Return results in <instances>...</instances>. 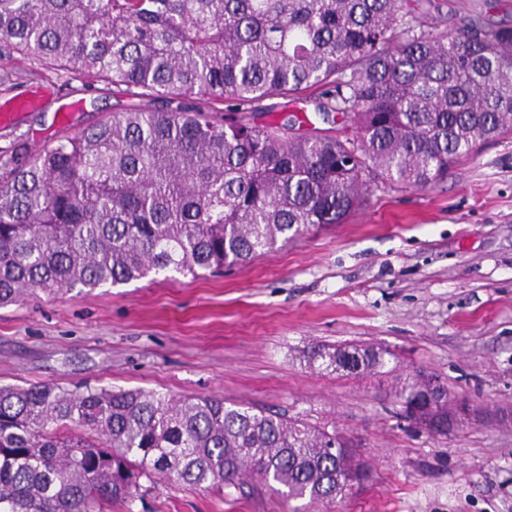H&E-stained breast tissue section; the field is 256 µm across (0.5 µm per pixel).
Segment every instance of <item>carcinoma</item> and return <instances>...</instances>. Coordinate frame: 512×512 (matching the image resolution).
<instances>
[{
	"label": "carcinoma",
	"instance_id": "obj_1",
	"mask_svg": "<svg viewBox=\"0 0 512 512\" xmlns=\"http://www.w3.org/2000/svg\"><path fill=\"white\" fill-rule=\"evenodd\" d=\"M14 55L167 107L0 167V305L247 263L512 132V25L437 32L402 0H0V56ZM315 88L352 136L291 137L207 106ZM388 356L319 347L309 363L359 377ZM431 384L419 374L401 396L438 432L451 396L417 404ZM248 474L322 504L370 478L343 435L222 398L0 387V512H104L143 477L209 488Z\"/></svg>",
	"mask_w": 512,
	"mask_h": 512
}]
</instances>
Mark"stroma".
Wrapping results in <instances>:
<instances>
[{
	"mask_svg": "<svg viewBox=\"0 0 512 512\" xmlns=\"http://www.w3.org/2000/svg\"><path fill=\"white\" fill-rule=\"evenodd\" d=\"M439 30L475 15L512 24V0H408ZM0 104L38 103L0 128V164L24 162L71 136L162 100L104 93L100 83L33 71L0 57ZM80 106L59 122L61 106ZM318 91L216 117L299 119L294 134L347 130L322 115ZM364 344L395 354L396 373L346 377L310 368L314 345ZM437 376L475 405L512 412V134L481 144L423 189L382 188L342 223L304 228L288 243L219 276L172 272L85 294H44L0 307V385L51 384L218 396L351 438L372 477L331 505L302 512H512V421H473L445 435L402 417L397 377ZM111 512H288L245 478L205 490L144 478Z\"/></svg>",
	"mask_w": 512,
	"mask_h": 512,
	"instance_id": "stroma-1",
	"label": "stroma"
}]
</instances>
